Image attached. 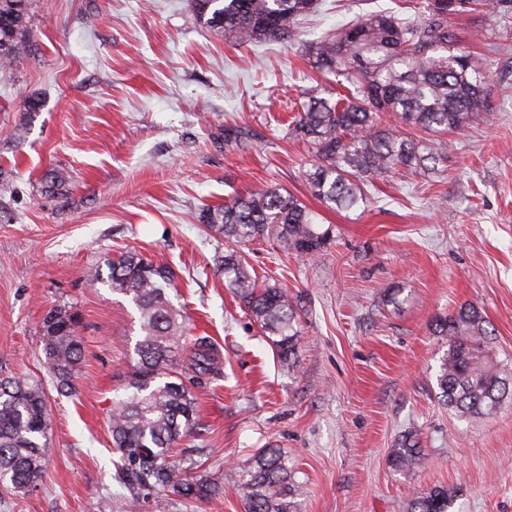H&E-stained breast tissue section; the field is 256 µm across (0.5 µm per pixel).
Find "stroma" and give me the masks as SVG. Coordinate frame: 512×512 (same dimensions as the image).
Wrapping results in <instances>:
<instances>
[{"label": "stroma", "instance_id": "35a3bbf8", "mask_svg": "<svg viewBox=\"0 0 512 512\" xmlns=\"http://www.w3.org/2000/svg\"><path fill=\"white\" fill-rule=\"evenodd\" d=\"M419 3L321 0L295 41L231 46L191 0H33L28 53L0 73V378L44 379L39 325L58 304L78 312L83 351L77 396L46 390L39 486L0 485V512H130L112 477L110 417L139 314L89 283L129 249L176 272L167 292L186 318L183 345L207 336L220 353L221 377L191 387L198 428L174 460L197 462L224 492L166 494V512H244L240 475L263 448L295 468L301 512H407L437 486L456 488L450 512H512V402L483 419L443 405L448 339L431 327L477 307L489 353L512 369V11L448 17L459 46L486 62L491 117L448 132L439 171L376 178L367 206L337 211L308 192L311 155L287 134L297 102L336 91L311 43L355 15ZM53 169L68 177L62 190L49 186ZM269 186L334 230L313 257L270 240L239 246L259 284L302 308L287 365L225 288L224 239L197 219ZM409 436L425 459L399 471L389 455Z\"/></svg>", "mask_w": 512, "mask_h": 512}]
</instances>
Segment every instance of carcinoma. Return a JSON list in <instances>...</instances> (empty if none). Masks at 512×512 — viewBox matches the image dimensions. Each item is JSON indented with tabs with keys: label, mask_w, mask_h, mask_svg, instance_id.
Returning <instances> with one entry per match:
<instances>
[{
	"label": "carcinoma",
	"mask_w": 512,
	"mask_h": 512,
	"mask_svg": "<svg viewBox=\"0 0 512 512\" xmlns=\"http://www.w3.org/2000/svg\"><path fill=\"white\" fill-rule=\"evenodd\" d=\"M476 0H427L419 16L392 12L357 16L311 47L313 63L336 77L340 90L330 101L311 96L293 117L288 133L305 141L312 155L305 172L310 194L337 210L367 200L368 180L396 170H433L447 159L441 139H415L412 131L435 135L490 116L481 57L455 47L448 15L469 9ZM31 0H0V68L10 69L30 42ZM197 22L230 44L296 39L298 17L317 0H192ZM199 221L217 235L238 243L274 238L283 250L317 255L331 237L302 201L278 188H260L207 207ZM107 277L91 275L135 304L142 338L123 395L112 401V466L116 480L138 507L166 489L185 499H209L224 486L205 474L171 461L172 448L197 427V402L186 381L221 376L212 341L192 342L185 368L173 363L174 347L184 336V316L167 295L176 274L127 251L106 260ZM224 285L290 361L299 342L297 311L286 291L258 285L235 249L221 257ZM487 321L473 305L436 318L434 332L448 337V353L437 385L448 408L461 416L490 417L512 397V371L485 349ZM45 367L63 396L76 393L81 358L80 317L59 304L42 318ZM49 430L41 383L0 380V483L28 493L41 481ZM424 459L416 441L405 438L390 453V464L412 470ZM245 512H300L301 485L288 457L268 448L241 475ZM454 491L445 487L415 496L410 512H449Z\"/></svg>",
	"instance_id": "1"
}]
</instances>
